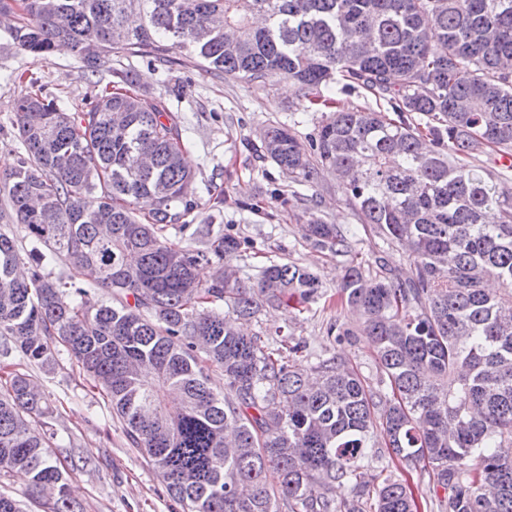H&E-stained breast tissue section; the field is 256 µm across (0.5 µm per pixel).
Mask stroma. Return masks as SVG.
<instances>
[{"label": "stroma", "mask_w": 512, "mask_h": 512, "mask_svg": "<svg viewBox=\"0 0 512 512\" xmlns=\"http://www.w3.org/2000/svg\"><path fill=\"white\" fill-rule=\"evenodd\" d=\"M112 65L131 71L141 93L163 98L184 119L189 140L185 160L195 176L197 206L188 227L171 229L170 238L192 242L198 227L206 224L212 235L230 234L240 240L241 252L229 263L238 280L255 282L261 266L274 260L309 267L323 282V295L315 302L263 311L244 323L245 332L272 342L279 334H288L315 357L341 352L369 382H376L375 350L368 336L338 343L327 335L336 316L343 261L313 249L303 237L302 221L287 216L280 194L288 187V177L261 147V134L269 123H293L306 135L330 116V109L302 111L300 93L291 82L277 80L257 90L236 78H214L179 54L166 66L140 57H116ZM26 69L40 77L49 91H63L75 110H85L95 93L78 58L63 51L31 62L14 46L8 27L0 25V163L8 169L20 156L11 117L22 86L7 76ZM57 359L49 374L21 362L19 355H12L10 361L38 380L53 401L56 411L48 424L70 440L73 456L90 455L96 460L95 467L71 472V499L83 512H175L146 457L128 446L110 401L66 351H59Z\"/></svg>", "instance_id": "stroma-1"}]
</instances>
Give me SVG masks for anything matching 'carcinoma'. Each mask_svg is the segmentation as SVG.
<instances>
[{
  "instance_id": "1",
  "label": "carcinoma",
  "mask_w": 512,
  "mask_h": 512,
  "mask_svg": "<svg viewBox=\"0 0 512 512\" xmlns=\"http://www.w3.org/2000/svg\"><path fill=\"white\" fill-rule=\"evenodd\" d=\"M13 2L18 51L35 63L66 47L100 89L72 113L34 73L9 76L24 85L22 156L0 191L34 246L20 275L0 232V359L19 351L50 373L65 346L181 512H366L372 491L374 512H418L399 476L370 487L367 457L426 472L442 512H512V186L478 159L512 156V0ZM175 49L217 78L287 79L303 103L336 108L306 138L271 123L262 144L288 173L283 204L300 209L307 243L347 258L337 302L372 338L378 387L338 354L313 364L291 336L272 347L237 330L318 299L314 273L277 262L253 284L228 281L239 240L201 230V250L168 236L196 196L181 118L112 57ZM360 91L386 108L342 99ZM324 169L406 268L357 261L356 232L303 193ZM203 261L215 264L205 285ZM57 263L70 280L44 275ZM91 288L118 304L91 302ZM207 365L224 371V395ZM53 413L31 376L8 374L0 479L23 471L45 512H82L68 448L27 422ZM378 426L387 442L372 450ZM338 484L351 496L336 499Z\"/></svg>"
}]
</instances>
